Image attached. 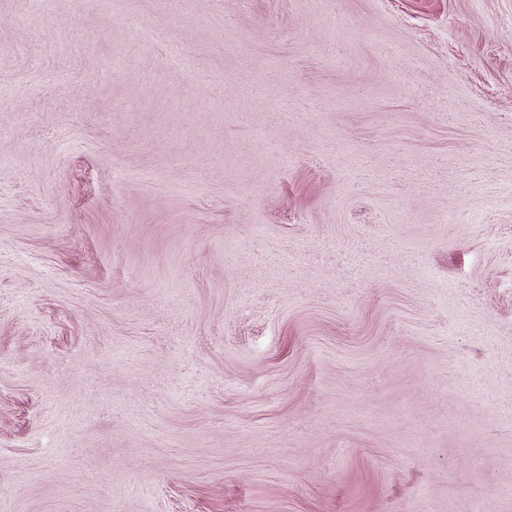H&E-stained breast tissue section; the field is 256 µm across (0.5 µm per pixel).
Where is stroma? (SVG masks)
Instances as JSON below:
<instances>
[{
	"label": "stroma",
	"instance_id": "1",
	"mask_svg": "<svg viewBox=\"0 0 512 512\" xmlns=\"http://www.w3.org/2000/svg\"><path fill=\"white\" fill-rule=\"evenodd\" d=\"M120 2L0 0V512H512V0Z\"/></svg>",
	"mask_w": 512,
	"mask_h": 512
}]
</instances>
